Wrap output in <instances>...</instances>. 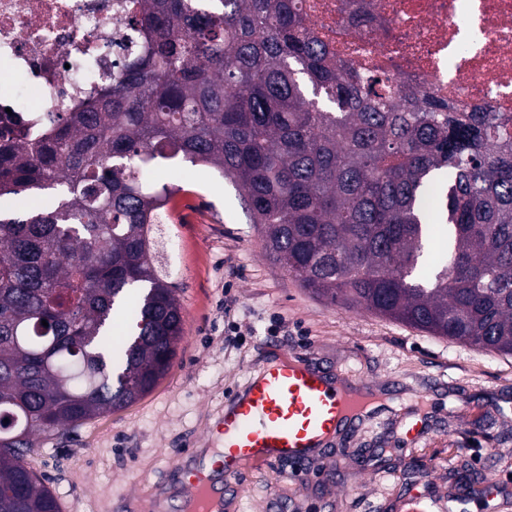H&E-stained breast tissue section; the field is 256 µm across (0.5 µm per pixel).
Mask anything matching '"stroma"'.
Masks as SVG:
<instances>
[{
  "label": "stroma",
  "instance_id": "obj_1",
  "mask_svg": "<svg viewBox=\"0 0 512 512\" xmlns=\"http://www.w3.org/2000/svg\"><path fill=\"white\" fill-rule=\"evenodd\" d=\"M162 241L184 334L174 364L136 402L34 438L27 462L61 512H183L170 467L220 449L209 430L231 391L265 364L305 355L350 384L378 388L377 408L344 432L316 469L248 466L224 512H512V356L476 349L318 300L269 259L237 186L212 169L168 168ZM281 323L269 333L272 316ZM427 417L421 440L405 426ZM497 480L498 489L488 487Z\"/></svg>",
  "mask_w": 512,
  "mask_h": 512
}]
</instances>
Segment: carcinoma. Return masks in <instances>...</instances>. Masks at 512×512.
I'll list each match as a JSON object with an SVG mask.
<instances>
[{
  "label": "carcinoma",
  "mask_w": 512,
  "mask_h": 512,
  "mask_svg": "<svg viewBox=\"0 0 512 512\" xmlns=\"http://www.w3.org/2000/svg\"><path fill=\"white\" fill-rule=\"evenodd\" d=\"M132 2L145 50L120 78L40 131L0 127V199L54 197L0 210V512H60L32 436L171 368L183 318L153 235L170 189L140 176L168 161L232 179L314 297L512 355V133L491 105L336 62L298 0Z\"/></svg>",
  "instance_id": "carcinoma-1"
}]
</instances>
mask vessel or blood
<instances>
[{"label": "vessel or blood", "mask_w": 512, "mask_h": 512, "mask_svg": "<svg viewBox=\"0 0 512 512\" xmlns=\"http://www.w3.org/2000/svg\"><path fill=\"white\" fill-rule=\"evenodd\" d=\"M370 393L337 388L311 358L266 366L224 403L213 435L224 443L210 469L194 467L186 455L173 466L189 512H223V483L242 466L287 462L304 467L321 458L329 440L365 416Z\"/></svg>", "instance_id": "vessel-or-blood-1"}]
</instances>
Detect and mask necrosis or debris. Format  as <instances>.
Instances as JSON below:
<instances>
[{
	"label": "necrosis or debris",
	"instance_id": "1",
	"mask_svg": "<svg viewBox=\"0 0 512 512\" xmlns=\"http://www.w3.org/2000/svg\"><path fill=\"white\" fill-rule=\"evenodd\" d=\"M132 0H0V107L30 92L40 129L112 81L131 52ZM315 37L339 62L434 98L512 120V0H303ZM371 15V25L361 18Z\"/></svg>",
	"mask_w": 512,
	"mask_h": 512
}]
</instances>
